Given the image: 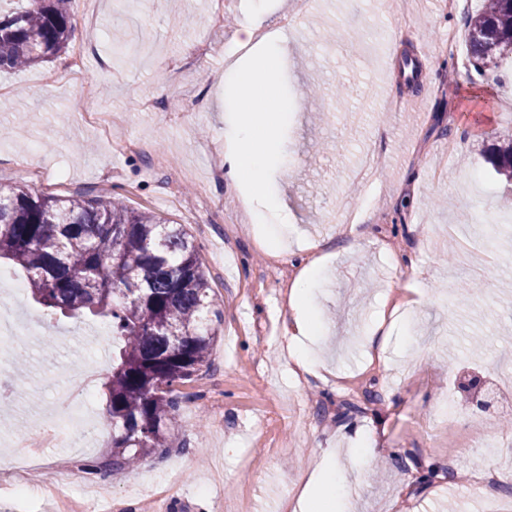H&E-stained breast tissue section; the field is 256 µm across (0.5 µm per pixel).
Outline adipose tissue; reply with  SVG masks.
<instances>
[{"label":"adipose tissue","instance_id":"ef3b65f1","mask_svg":"<svg viewBox=\"0 0 512 512\" xmlns=\"http://www.w3.org/2000/svg\"><path fill=\"white\" fill-rule=\"evenodd\" d=\"M237 44L254 43L250 56L240 58L224 72V90L235 104L224 113V136L232 147L224 154V178L234 187H247L252 223L269 231L274 248H281L293 230L292 216L282 198L268 183L282 162L288 114L281 102L278 81L285 50L281 39L255 41L253 26L235 31ZM324 270L323 258H315L292 283L287 297L295 328L288 353L295 369L314 373L320 360L314 349L322 330L314 316L315 285Z\"/></svg>","mask_w":512,"mask_h":512}]
</instances>
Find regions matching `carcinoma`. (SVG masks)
<instances>
[{
	"label": "carcinoma",
	"mask_w": 512,
	"mask_h": 512,
	"mask_svg": "<svg viewBox=\"0 0 512 512\" xmlns=\"http://www.w3.org/2000/svg\"><path fill=\"white\" fill-rule=\"evenodd\" d=\"M468 18L472 65L512 60V0ZM70 19L54 0L0 17V68H20L65 52ZM512 182V137L492 160ZM27 274L32 298L52 314L89 313L110 322L121 345L112 351L106 422L107 465L170 447L179 410L176 387L208 365L222 316L196 245L152 212L134 211L112 193L93 199L40 195L0 186V261Z\"/></svg>",
	"instance_id": "carcinoma-1"
}]
</instances>
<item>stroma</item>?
<instances>
[{
	"instance_id": "1",
	"label": "stroma",
	"mask_w": 512,
	"mask_h": 512,
	"mask_svg": "<svg viewBox=\"0 0 512 512\" xmlns=\"http://www.w3.org/2000/svg\"><path fill=\"white\" fill-rule=\"evenodd\" d=\"M87 23L66 0L69 53L1 69L0 184L49 193H118L134 210L182 225L217 298L222 325L211 365L180 386L177 448L123 471L105 469L112 429L98 417L112 373L101 318L47 315L30 294L21 309L43 329L0 370L25 382L0 404V445L24 438L49 400L82 384L78 363L100 355L86 384L97 423L83 447L41 449L60 477L83 484L52 500L0 488V512H281L305 477L332 453L346 479L344 512H512V229L484 241L483 219L512 214V185L489 156L512 136V61L477 75L468 50L440 52L441 36L463 29V13L441 0H313L300 24L282 28L295 0L254 21L249 0H230L210 27L211 0H97ZM277 30L287 48L284 95L292 102L284 180L278 189L300 235L332 241L317 285L325 369L294 373L286 297L307 260L288 255L248 223L224 181V82L236 28ZM349 31L338 39L340 31ZM91 44L85 83L71 78V52ZM425 60L428 86H414L404 55ZM387 96L406 110L379 111ZM196 102L187 117L184 103ZM112 112L109 136L81 124L77 104ZM458 151L449 154V143ZM376 158L371 185L357 172ZM367 210L370 235L345 246L330 220L336 202ZM412 311L383 354L365 333L391 294ZM501 440L482 452L478 435ZM437 478L420 482L425 467ZM499 479L496 503L479 489Z\"/></svg>"
}]
</instances>
